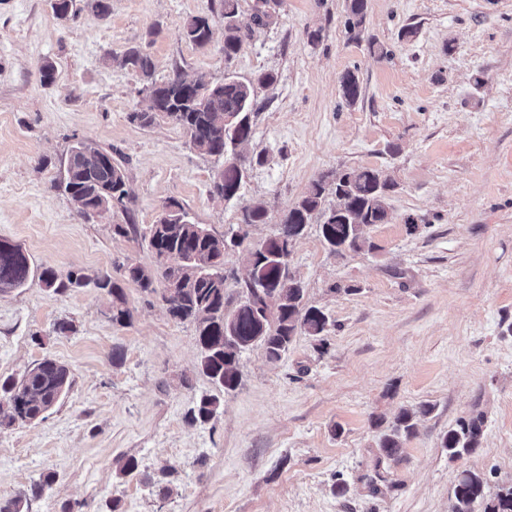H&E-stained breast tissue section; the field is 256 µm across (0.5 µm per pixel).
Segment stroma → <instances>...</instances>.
<instances>
[{
	"label": "stroma",
	"instance_id": "1",
	"mask_svg": "<svg viewBox=\"0 0 512 512\" xmlns=\"http://www.w3.org/2000/svg\"><path fill=\"white\" fill-rule=\"evenodd\" d=\"M367 5L351 32L346 0H284L228 63L220 0H111L108 17L81 8L65 20L51 0H0V239L35 268L110 276L131 312L113 323L107 292L55 293L35 276L0 293V381L48 356L72 379L44 420L0 428L1 499L28 495L30 512H451L461 471L484 473L490 497L512 484V0ZM195 16L212 28L203 48L181 37ZM132 48L150 53L158 80L276 74L255 88L239 198L211 194L217 163L179 126L131 120L149 107L145 82L111 59ZM349 70L362 87L352 106ZM86 139L125 158L135 232L116 234L119 215L83 220L57 188L61 157ZM351 167L395 183L391 219L368 230L373 250L331 253L315 217L289 258L306 304L335 322L326 349L299 336L276 363L252 350L236 390L218 391L197 369L194 325L126 276L131 263L157 268L141 229L173 198L221 238L264 203L265 223L224 254L233 296L247 249L314 180ZM62 321L73 332L56 334ZM205 394L218 396L217 416L188 426ZM424 402L434 410L400 459L378 461L400 409ZM474 412L486 417L481 447L449 460L443 435ZM127 457L138 469L118 477ZM46 473L53 484L32 494Z\"/></svg>",
	"mask_w": 512,
	"mask_h": 512
}]
</instances>
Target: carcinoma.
<instances>
[{
    "label": "carcinoma",
    "instance_id": "carcinoma-1",
    "mask_svg": "<svg viewBox=\"0 0 512 512\" xmlns=\"http://www.w3.org/2000/svg\"><path fill=\"white\" fill-rule=\"evenodd\" d=\"M282 6L283 0H253L250 22L243 25L240 0H222L224 60L232 61L244 40L254 30L270 25ZM346 11L347 28L353 31L362 27L367 0H347ZM181 35L196 47L206 46L212 36L208 18H191ZM115 61L137 70L146 81L145 89L152 90L154 95V104L146 111L132 113V120L150 127L157 120L166 119L186 132L195 151L218 161L225 160V153L232 146L243 147L252 138L251 119L260 110L254 83L270 85L276 81L271 72L245 84L229 77L222 83H213L200 76L189 88L181 70L163 81L154 80L153 60L141 49L131 48ZM341 90L345 104H355L362 94L358 77L346 73ZM60 167L66 172V182L61 188L71 198L80 217L90 220L103 212L119 211L124 218H130L125 169L112 157V151L91 141H81L71 148ZM221 174V180H213L212 189L226 200L237 197L243 174L231 165L224 166ZM393 188V182L382 171L365 167L346 168L313 181L284 215L285 230L275 231L256 249L247 252L248 276L241 283L245 301L235 311L233 331L237 342L233 345L224 343V251L228 245L246 238V234L240 227L231 236L219 238L193 222L179 201L169 200L156 222L145 228L143 236L148 238L155 254L162 280L175 285L168 307L170 316L195 326L200 372L220 389L233 391L241 379L242 354L253 346L263 348L268 361L277 362L297 336L323 341L334 321L321 309L305 305L300 281L290 278L288 283H283L279 270L262 263V259L286 249L284 234L299 238L314 214L322 217L325 226L322 239L331 252L340 255L345 251L372 249L368 228L388 221V199ZM328 193L336 200L331 207L325 206ZM31 275L33 269L22 247L0 240V292L25 286ZM127 276L142 291L157 292L155 277L143 267H127ZM39 279L46 289L54 292L92 284L112 294L113 321L124 325L130 320L123 288L108 276L91 279L73 271L62 275L52 267H44ZM71 384L68 367L53 358L38 363L19 382L1 383L0 427L44 419ZM219 408L217 396L203 395L187 411L185 421L190 426L206 424ZM433 410L428 403L400 410L380 439L378 462L399 459L404 439L414 432L417 421ZM484 424L481 413L456 420L441 441L448 458L457 459L479 448ZM486 483L481 472L466 470L459 474L453 489L452 512H512V486L488 499Z\"/></svg>",
    "mask_w": 512,
    "mask_h": 512
}]
</instances>
